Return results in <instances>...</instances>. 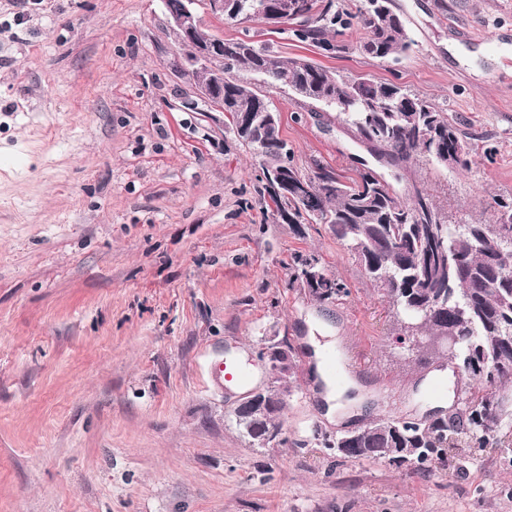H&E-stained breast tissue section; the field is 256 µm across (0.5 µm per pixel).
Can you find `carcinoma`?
I'll use <instances>...</instances> for the list:
<instances>
[{
  "label": "carcinoma",
  "mask_w": 512,
  "mask_h": 512,
  "mask_svg": "<svg viewBox=\"0 0 512 512\" xmlns=\"http://www.w3.org/2000/svg\"><path fill=\"white\" fill-rule=\"evenodd\" d=\"M312 18H294L293 35L325 50L331 38L352 23L366 31L363 50L386 58L409 47L404 23L394 11L384 25L376 24L371 6L352 14L336 7L335 0H312ZM265 75L276 86L299 89L305 99L329 100L337 116L354 136L369 142L389 165L452 156L454 167L470 168L465 133L448 113L394 82L368 77H332L304 59H284L267 47L243 38L224 40V113L227 123L239 112L254 113L256 135L236 143L259 159L258 169L288 163V193L270 181L255 177L257 191L278 210L288 212L296 232L320 222L356 256L370 280L385 288L396 325L406 336H420L410 353L416 365L434 364L428 344L444 335L458 337L448 365L467 379L448 415L426 422L401 418L371 422L352 434H340L326 448L345 459L400 461L406 448L419 449L414 470L425 471L451 448L512 447V249L500 251L497 242L512 238V201L493 199L496 223L448 224L430 195L421 190L405 196L377 172H361L348 183L317 164L303 173L283 154L286 144L279 120L269 121L272 109L264 91L241 82L235 72ZM288 285L297 286L325 303L348 294L346 284L322 270L317 257L296 254L290 264ZM239 430L252 442L265 445L260 435L281 429L280 415L252 407L234 415Z\"/></svg>",
  "instance_id": "cac0c4a2"
}]
</instances>
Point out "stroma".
Returning a JSON list of instances; mask_svg holds the SVG:
<instances>
[{
    "instance_id": "35a3bbf8",
    "label": "stroma",
    "mask_w": 512,
    "mask_h": 512,
    "mask_svg": "<svg viewBox=\"0 0 512 512\" xmlns=\"http://www.w3.org/2000/svg\"><path fill=\"white\" fill-rule=\"evenodd\" d=\"M411 40L362 52V29L327 51L290 27L226 22L330 75L395 82L457 118L469 169L382 166L423 189L449 223H494L512 198V0H392ZM163 0H0V512H512V450L449 452L427 473L343 459L304 353L336 338L340 430L432 407L437 372L408 364L384 289L327 225L281 223L255 190V160L184 110L190 84ZM293 163L355 179L366 155L334 110L269 93ZM312 253L349 293L319 303L288 284ZM289 338L301 366L282 436L257 448L235 407L269 384L259 357ZM243 366L246 381L224 377Z\"/></svg>"
}]
</instances>
